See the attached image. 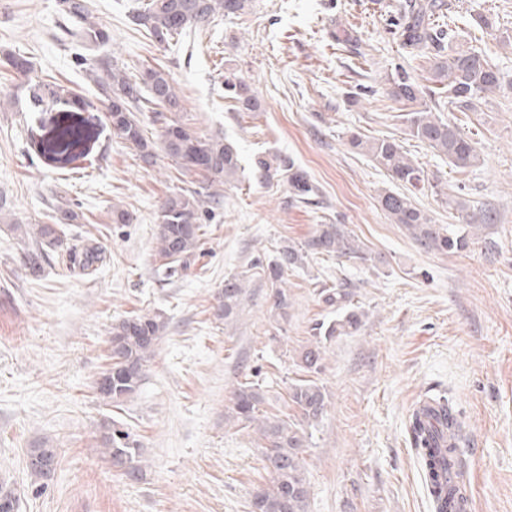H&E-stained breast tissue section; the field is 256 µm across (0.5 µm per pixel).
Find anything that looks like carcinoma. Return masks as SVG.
I'll return each instance as SVG.
<instances>
[{"label":"carcinoma","mask_w":512,"mask_h":512,"mask_svg":"<svg viewBox=\"0 0 512 512\" xmlns=\"http://www.w3.org/2000/svg\"><path fill=\"white\" fill-rule=\"evenodd\" d=\"M61 11L70 21L64 37L78 46V64L94 76L106 103L105 117L112 131L128 143L146 165L155 162L157 150L175 161L183 173L201 177L193 189H182L168 195L160 204L157 224L155 271L170 279L190 267L201 255L203 224L212 217L221 203L220 187L235 180L238 153L234 146L218 135L201 136L181 121L166 120L164 113L180 112L181 97L162 69L146 67L138 76H130L125 67L98 52L110 39L107 27L89 20L87 0H60ZM252 7V0H142L129 11V22L159 46L209 26L216 16L240 17ZM444 0H399L396 17L391 20L394 34L405 50L411 64L398 65L383 78V90L391 100L409 108L403 114L405 134L446 156L457 169H468L479 162L475 142L454 125L434 113L439 106L448 105L460 112L477 111L478 103L501 90L504 76L492 63L486 50L469 46L458 47L456 31L434 27L431 17L445 9ZM426 59L429 63L430 84L422 85L415 76L413 62ZM0 65L26 77L33 69L31 60L21 54L7 53ZM32 111L58 109L60 119L53 127L51 139L41 146L47 165L65 170L73 160L72 150L86 137L89 119L84 112L94 111L86 100L73 98L62 86L51 83L28 85ZM224 98L238 112H256L260 108L257 93L238 73H224ZM151 108L156 119L164 120L159 140L148 135L146 125L137 113ZM352 148L362 151L400 185L415 187L425 181L424 170L402 150L396 140H366L358 134L349 138ZM252 175L260 183L273 179L288 184L293 197L302 203L312 201L316 188L307 175L295 166L291 158L275 154L255 159ZM379 203L387 217L400 224L414 242L425 251L456 252L467 246L464 236H450L440 225L419 208L412 197L403 191L384 190ZM78 218L72 208L62 209L52 216L50 224H34L29 228L35 247L24 255L28 274L42 275L49 252L64 244L63 225ZM317 254L348 257L362 264L372 261L368 254L342 224H318L313 234L296 244L282 245L262 267L264 275L275 288L274 309L284 317L288 309V294L283 288L288 270L302 268L308 258ZM107 259L106 249L92 237L81 246L69 249L70 268L89 276ZM245 281L237 275L224 278V289L216 295V315L224 321L233 320L245 294ZM325 302L340 310L336 320L316 327L317 337L300 355V367L307 373L322 368V339L358 332L363 313L349 305V296L340 288L325 289ZM166 327L161 313H135L112 324L108 359L121 371L112 377V387L101 399L120 406L134 397L145 380V367L153 357ZM291 404L299 411L301 422L271 415L262 409L265 397L262 385L254 381L239 383L233 393L228 416L238 423H256L263 442L269 483L251 501V512H305L309 483L302 461L309 433L303 425H314L326 409V393L312 379H299L289 387ZM442 410L437 424H431L417 414L411 418L412 444L418 452L425 472L434 471L433 442L436 433L451 431L458 421L448 397H431ZM104 454L116 471L130 482L140 480L142 460L127 430L112 428L105 437ZM57 453L54 448H31L27 454V471L34 481L44 485L54 477Z\"/></svg>","instance_id":"obj_1"}]
</instances>
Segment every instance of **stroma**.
<instances>
[{
	"instance_id": "1",
	"label": "stroma",
	"mask_w": 512,
	"mask_h": 512,
	"mask_svg": "<svg viewBox=\"0 0 512 512\" xmlns=\"http://www.w3.org/2000/svg\"><path fill=\"white\" fill-rule=\"evenodd\" d=\"M89 2L111 34L101 56L131 75L164 68L185 100L178 120L224 136L246 167L265 152L290 157L317 200L298 203L282 182L240 174L223 187L200 259L160 280L158 207L190 187L191 176L164 156L143 167L100 111L72 171L46 166L34 144L48 137L53 115L30 111L29 81L57 82L94 102L99 90L59 40L58 0H0V54L20 52L34 64L27 80L0 66V479L17 489L19 512H250L269 477L256 429L227 419L233 392L254 378L268 412L295 416L288 386L303 376L298 356L315 325L336 317L326 288L349 292L364 317L358 332L326 342L315 376L327 407L303 453L306 512H434L409 418L414 404L438 393L460 423L472 512H512V0H447L436 19L483 37L504 75L501 91L476 111L441 114L477 144L478 165L463 171L406 136L401 105L384 93L347 100L361 68L336 39L357 35L379 65L401 62L388 25L397 0H253L247 14L217 16L166 48L132 29L129 0ZM479 12L491 18L490 34L473 22ZM229 66L255 89L260 111H235L225 99ZM354 132L400 142L427 177L412 192L416 204L449 233L467 235V250L424 251L387 218L377 198L391 180L348 145ZM436 178L464 212L442 204L429 185ZM66 205L81 219L67 226L65 243L95 236L106 262L84 276L54 256L41 277H28L23 257L32 241L13 222L46 224ZM116 205L135 223H113ZM488 211L494 223H483ZM319 224L344 225L378 263L310 259L288 272L287 315L275 319L273 290L255 264ZM234 274L247 293L226 323L214 297ZM157 310L167 328L139 393L118 407L102 401L95 382L113 321ZM115 427L141 448L139 482L100 452ZM40 443L58 450L55 476L41 488L26 469L28 449Z\"/></svg>"
}]
</instances>
